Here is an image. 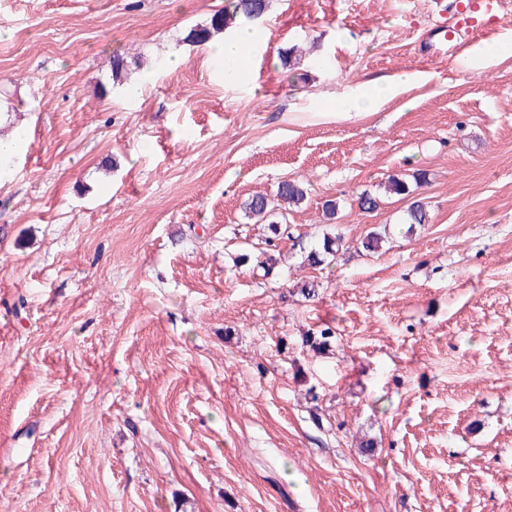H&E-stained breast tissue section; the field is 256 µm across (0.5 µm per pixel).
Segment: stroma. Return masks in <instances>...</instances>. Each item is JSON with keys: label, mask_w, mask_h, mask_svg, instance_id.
I'll return each mask as SVG.
<instances>
[{"label": "stroma", "mask_w": 512, "mask_h": 512, "mask_svg": "<svg viewBox=\"0 0 512 512\" xmlns=\"http://www.w3.org/2000/svg\"><path fill=\"white\" fill-rule=\"evenodd\" d=\"M224 5L0 0V512H512V50L462 69L439 0H271L229 81L185 40ZM418 170L411 231L383 184ZM286 179L267 278L242 205ZM406 82L401 78L394 82H375L365 84L345 104L346 110L355 112H370L376 110L385 100L393 96ZM341 236L324 235L322 244L318 249H311L305 256L304 262L314 268L324 264L331 257L333 258L340 249ZM334 337V328L329 324H323L319 329H312V332L307 333L303 345L313 352H322L330 347Z\"/></svg>", "instance_id": "obj_1"}]
</instances>
